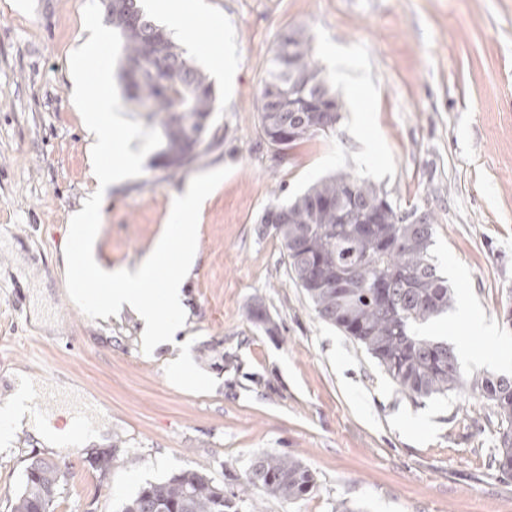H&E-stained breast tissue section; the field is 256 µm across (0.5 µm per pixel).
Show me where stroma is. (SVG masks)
Here are the masks:
<instances>
[{
    "label": "stroma",
    "mask_w": 512,
    "mask_h": 512,
    "mask_svg": "<svg viewBox=\"0 0 512 512\" xmlns=\"http://www.w3.org/2000/svg\"><path fill=\"white\" fill-rule=\"evenodd\" d=\"M85 0H0V403L17 374L68 382L90 408L47 394L34 416L107 424L112 468L91 447L58 451L27 430L0 434V512L28 458L69 464L55 512H119L148 482L198 469L238 491L251 459L289 453L317 488L286 503L253 492L239 512H512V475L492 468L500 422L477 391L417 400L369 354L323 322L291 280L284 249L261 217L345 170L401 209L429 213L433 254L454 293L512 355V0H195L236 49L231 77L187 49L215 89L222 140L168 176L157 152L112 188L98 259L138 264L165 230L171 200L200 173L230 174L200 209L198 258L186 283V334L141 350L131 314L87 317L58 256L69 217L92 191L70 52L86 40ZM302 28L345 104L336 131L277 155L258 100L281 34ZM366 77L360 98L349 83ZM263 308L268 333L253 317ZM183 361L207 382L183 386Z\"/></svg>",
    "instance_id": "obj_1"
}]
</instances>
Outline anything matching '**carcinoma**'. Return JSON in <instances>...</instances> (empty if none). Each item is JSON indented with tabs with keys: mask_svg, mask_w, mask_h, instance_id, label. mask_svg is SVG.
Here are the masks:
<instances>
[{
	"mask_svg": "<svg viewBox=\"0 0 512 512\" xmlns=\"http://www.w3.org/2000/svg\"><path fill=\"white\" fill-rule=\"evenodd\" d=\"M112 28L121 37V79L128 97L149 118L160 121L164 140L160 166L171 173L185 169L198 158L208 134L215 99L212 84L141 0H112ZM270 65L258 111L265 139L285 152L322 131V113H301L306 131L290 139L293 113L271 111V98L288 107L290 69L315 79L322 73L313 60L311 38L300 29L282 35ZM306 95L319 106L344 110L331 85L324 93L309 87ZM349 187L368 208L386 203L390 209L386 222L368 231L360 224L340 223L336 202H347ZM281 210L287 216L279 223L273 215ZM400 213V205L387 192L341 171L287 204L269 207L261 223L275 231L285 250L288 274L305 291L317 315L362 346L402 393L412 399L428 398L468 384L490 403L503 427L493 465L511 474L512 376L485 372L468 381L454 347L421 332L427 321L448 310L453 292L431 254L433 224H405ZM342 275L345 279L338 288L316 287L319 280ZM379 278L388 283L383 293L374 288ZM67 476L68 466L49 459L36 466L28 463L19 489L9 499V512H53ZM316 487L315 474L299 458L270 452L251 460L239 495L226 496L205 472L186 470L145 484L120 512H239L242 496L252 490L295 502Z\"/></svg>",
	"mask_w": 512,
	"mask_h": 512,
	"instance_id": "cac0c4a2",
	"label": "carcinoma"
}]
</instances>
